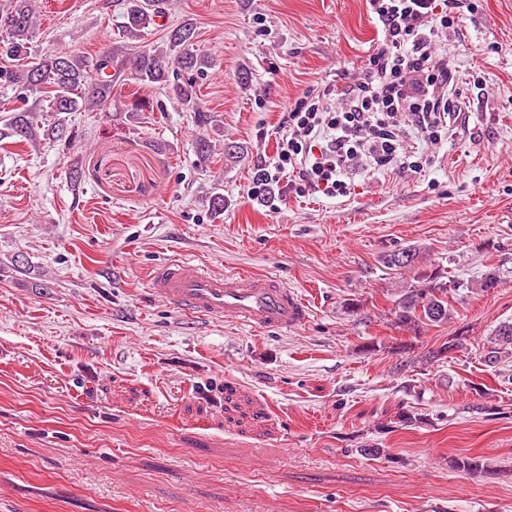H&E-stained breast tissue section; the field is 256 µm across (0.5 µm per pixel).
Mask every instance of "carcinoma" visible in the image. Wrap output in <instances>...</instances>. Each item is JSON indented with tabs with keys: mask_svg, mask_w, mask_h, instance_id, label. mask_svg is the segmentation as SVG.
Listing matches in <instances>:
<instances>
[{
	"mask_svg": "<svg viewBox=\"0 0 512 512\" xmlns=\"http://www.w3.org/2000/svg\"><path fill=\"white\" fill-rule=\"evenodd\" d=\"M122 19L119 28L124 37L136 40L144 29L165 17L171 0H113ZM32 0H12L0 13V60H28L22 69L0 67V81L12 83L25 91L50 89L49 109L52 112H78L90 105L111 104L112 90L121 78L139 87L158 86L169 97L195 112L196 122L205 126L210 115L196 102L197 82L207 77L211 66L208 57L194 49L196 22L190 17L166 32L160 45H118L95 57L58 54L31 60L30 30L35 26ZM36 114L30 109H15L0 129V137L30 139L37 136ZM46 139L72 144L77 139L58 123L46 130ZM416 250L399 248L386 255V263L404 268L412 265ZM398 323L415 326L427 320L442 323L448 320V284L437 272L422 276L420 286L410 288L397 302ZM468 337L452 336L432 352V358L445 359L451 351L466 349ZM484 361L496 368L512 358V324L504 323L488 338Z\"/></svg>",
	"mask_w": 512,
	"mask_h": 512,
	"instance_id": "cac0c4a2",
	"label": "carcinoma"
}]
</instances>
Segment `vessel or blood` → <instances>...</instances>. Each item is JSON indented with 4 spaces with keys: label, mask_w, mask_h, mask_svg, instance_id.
<instances>
[{
    "label": "vessel or blood",
    "mask_w": 512,
    "mask_h": 512,
    "mask_svg": "<svg viewBox=\"0 0 512 512\" xmlns=\"http://www.w3.org/2000/svg\"><path fill=\"white\" fill-rule=\"evenodd\" d=\"M154 295L177 311L201 319L227 320L259 331L294 330L310 316L307 302L277 277L227 274L181 260L155 267Z\"/></svg>",
    "instance_id": "obj_1"
}]
</instances>
